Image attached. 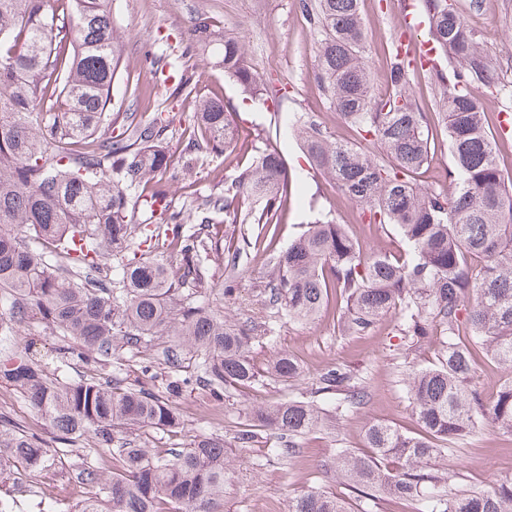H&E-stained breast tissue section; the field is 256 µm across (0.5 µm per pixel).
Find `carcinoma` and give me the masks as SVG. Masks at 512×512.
<instances>
[{"mask_svg": "<svg viewBox=\"0 0 512 512\" xmlns=\"http://www.w3.org/2000/svg\"><path fill=\"white\" fill-rule=\"evenodd\" d=\"M318 54L314 80L330 106L359 135L336 140L320 125L295 128L311 169L375 224L394 226L404 246L396 256L366 254L344 225L318 220L274 252L264 303L290 321L317 317L335 292L340 325L362 334L397 315L401 335L430 336L442 359L413 373L408 394L422 429L401 432L387 422L366 431L371 452L343 450L334 475L368 503L384 497L417 502V512H512V477L484 490L435 492L433 463L488 424L512 434V192L502 185L497 144L488 135L473 82L486 69L454 0H424L437 57L452 64L434 73L452 168L448 190L417 184L431 139L411 100L415 69L389 58L385 100L373 94L360 0H299ZM112 0H0V343L37 321L69 343L61 355L94 369L112 363L120 341L137 350L160 336L174 338L199 361V371L171 381L165 392L116 376L71 383L48 371L29 348L0 361V382L22 395L68 442L92 435L98 459L78 473L89 487L74 512H224V440L199 436L166 459L135 439L133 427L162 432L180 426L168 396L179 384L205 388L216 401L229 387L263 379L296 381L301 368L286 355L256 368L257 325L231 322L199 298L224 246L211 231L226 224H279L292 198L281 156L269 149L241 167L219 193L172 203L170 181L192 186L210 153L238 159L235 108L214 93L195 101L180 133L188 155L166 151L169 124L156 116L126 123L114 136L112 89L120 54ZM208 55L245 98L264 96L262 80L244 56L242 40L200 14L185 56ZM169 96L191 97L195 72H164L149 57ZM173 80L172 87L166 82ZM161 204V211L151 204ZM83 242L73 253V239ZM481 345L503 371L495 400L481 403L466 341ZM335 397L326 409L317 397ZM364 381L350 367L326 369L308 396L254 413V420L299 440L364 407ZM61 449L0 418V471L41 473ZM395 460L390 469L381 466ZM290 512H353L319 489L295 497Z\"/></svg>", "mask_w": 512, "mask_h": 512, "instance_id": "carcinoma-1", "label": "carcinoma"}]
</instances>
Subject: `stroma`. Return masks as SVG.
Masks as SVG:
<instances>
[{"instance_id": "1", "label": "stroma", "mask_w": 512, "mask_h": 512, "mask_svg": "<svg viewBox=\"0 0 512 512\" xmlns=\"http://www.w3.org/2000/svg\"><path fill=\"white\" fill-rule=\"evenodd\" d=\"M470 2L457 0L461 12L469 16L468 28L488 69L511 62L512 0H490L489 6L476 13L471 12ZM399 3L400 0H363L365 41L371 78L376 84L385 81L389 55L399 44ZM202 12L220 18L226 31L241 36L249 65L282 93L277 105L256 103L249 110H242L237 87L211 58L200 56L192 61L204 75L199 94L219 92L225 103L238 107L236 121L241 142L259 150L274 148L286 162L288 176L298 193L276 230V246L286 247L306 224L328 218L356 232L365 251L399 253L403 243L394 229L371 223L366 208L344 198L321 174L310 169L293 130L297 121L310 118L319 122L328 135L336 134L348 141L356 138L354 129L337 119L313 80L315 37L300 12L298 0H112V27L121 48V81L113 93L124 96L128 85L140 92L136 98L125 96L124 111L139 120L152 118L160 90L145 56L161 53L171 63L182 65L181 53L190 26ZM236 171L235 164L225 161L223 155H210L191 189L173 184V201L179 205L187 194L202 197L218 192ZM217 230L226 246L236 252L239 290L236 299H221L218 290L225 267L218 263L211 270L204 299L228 319L271 326V338L254 343L251 349L254 363L262 369L273 355L284 354L300 364L301 377L289 383L267 380L231 389L220 403L199 387L184 388L169 398L181 418L180 428L164 433L149 427L135 428L132 436L158 457L169 456L198 435L222 438L228 456L224 512H289L292 499L314 487L354 501L350 487L332 476L336 454L342 450L365 451V432L374 422H389L402 431L419 432L406 383L416 370L437 362L439 345L430 339L412 343L401 335L393 314L364 334L342 333L338 327L339 309L332 301L310 322L278 317L274 308L263 306L258 300L271 275L269 255L256 242L260 225L223 223ZM61 344L60 337L50 335L40 324L19 328L14 338L15 350L32 346L49 371L62 378L76 381L89 377L86 366L61 362L57 353ZM169 345L168 338L163 337L132 353L119 344L113 350L112 362L132 378L147 363L163 380L177 371L195 373L196 362L190 354H183L179 367L166 363ZM336 363L349 365L363 378L369 398L359 412L342 417L334 430L320 429L305 436L302 458L297 462L277 451V435L268 428L261 429L250 445H238L236 436L251 424L253 411L301 397L324 368ZM0 416L9 417L20 429L51 445L60 443L57 429L5 383H0ZM91 446L87 437L69 442L64 455L40 476L1 474L0 497L14 502L15 512H55L61 505L76 507L80 501L75 493L76 474L89 462ZM436 466L443 475L441 490L493 485L502 477L512 476V435L486 428L462 447L438 458Z\"/></svg>"}]
</instances>
